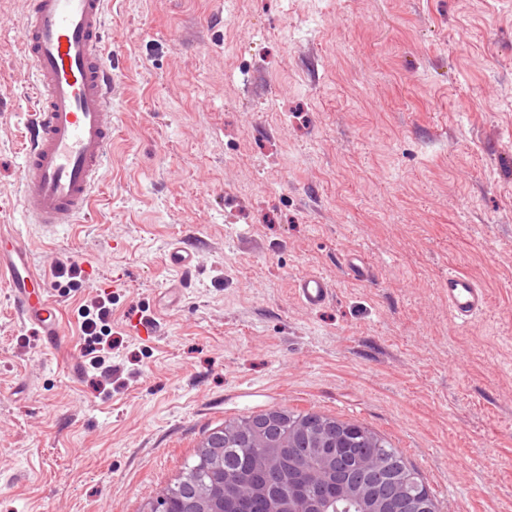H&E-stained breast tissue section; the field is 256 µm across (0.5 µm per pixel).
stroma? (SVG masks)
<instances>
[{"label": "stroma", "mask_w": 512, "mask_h": 512, "mask_svg": "<svg viewBox=\"0 0 512 512\" xmlns=\"http://www.w3.org/2000/svg\"><path fill=\"white\" fill-rule=\"evenodd\" d=\"M26 8L0 0V226L64 336L0 275V512H144L272 409L368 426L438 512H512V0H111L112 156L89 220L52 231L18 202ZM176 245L200 265L173 296ZM452 270L488 294L464 326ZM100 296L108 377L80 328ZM10 238L5 248L0 245V273L8 275L16 312L25 323L39 326L46 344L53 346L63 332L56 319L55 306L45 288H41V278L31 265L26 242L18 233ZM333 291L327 281L316 275L304 276L295 285L299 299L312 309L324 305L332 297Z\"/></svg>", "instance_id": "1"}]
</instances>
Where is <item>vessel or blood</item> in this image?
Segmentation results:
<instances>
[{
	"label": "vessel or blood",
	"instance_id": "obj_1",
	"mask_svg": "<svg viewBox=\"0 0 512 512\" xmlns=\"http://www.w3.org/2000/svg\"><path fill=\"white\" fill-rule=\"evenodd\" d=\"M108 0H28L22 45L34 69L36 110L24 155L19 205L30 223L53 229L77 223L91 209L96 181L112 153V72L103 44ZM16 312L42 330L46 344L62 334L55 306L32 267L28 247L12 234L0 247ZM448 310L467 324L487 304L470 276H448ZM295 292L309 308L333 295L316 275L297 280Z\"/></svg>",
	"mask_w": 512,
	"mask_h": 512
}]
</instances>
